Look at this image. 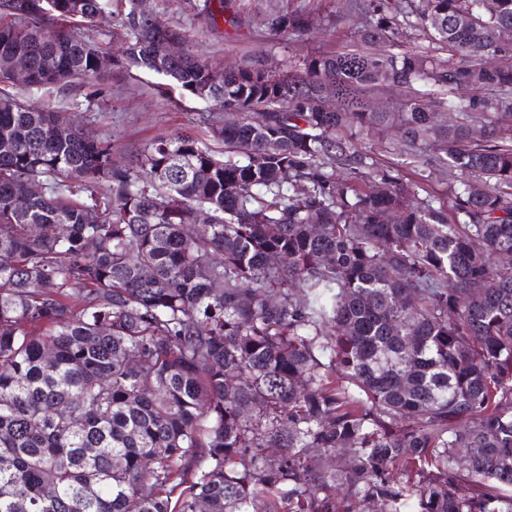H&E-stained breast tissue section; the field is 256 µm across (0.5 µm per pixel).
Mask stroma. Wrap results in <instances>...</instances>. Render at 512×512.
Returning a JSON list of instances; mask_svg holds the SVG:
<instances>
[{"instance_id":"1","label":"stroma","mask_w":512,"mask_h":512,"mask_svg":"<svg viewBox=\"0 0 512 512\" xmlns=\"http://www.w3.org/2000/svg\"><path fill=\"white\" fill-rule=\"evenodd\" d=\"M243 14L241 28L220 23L212 31L201 30L192 12L176 0H154L164 21L178 25L189 36L192 51L208 62L223 65L266 60L277 64L300 59L314 52L329 53L356 43L354 28L333 23L346 0H238ZM305 10L314 26L303 37L276 34L264 25L265 17L276 12ZM160 79L150 72L134 71L114 75L111 84L97 89L81 82L77 86H56L27 93L35 106L65 114L79 115L87 130L108 139L112 161L127 163L145 145L160 136L183 131H203V119L224 111L215 102L160 91Z\"/></svg>"}]
</instances>
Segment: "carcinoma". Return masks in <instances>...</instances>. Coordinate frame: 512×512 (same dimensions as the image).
<instances>
[{
  "instance_id": "obj_1",
  "label": "carcinoma",
  "mask_w": 512,
  "mask_h": 512,
  "mask_svg": "<svg viewBox=\"0 0 512 512\" xmlns=\"http://www.w3.org/2000/svg\"><path fill=\"white\" fill-rule=\"evenodd\" d=\"M139 2L0 0V84L108 81L111 23L113 69L238 116L118 166L0 92V512H512V0H349L358 44L281 73Z\"/></svg>"
}]
</instances>
